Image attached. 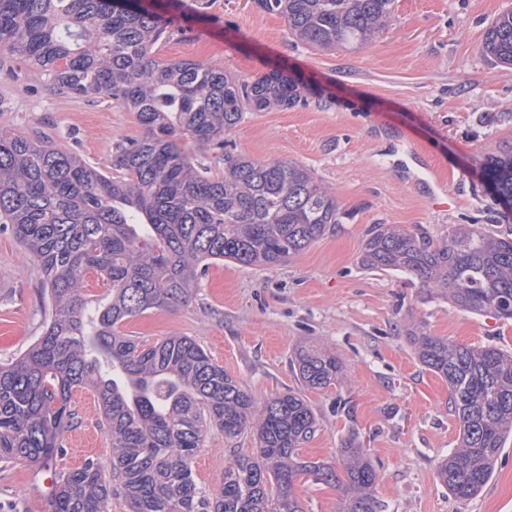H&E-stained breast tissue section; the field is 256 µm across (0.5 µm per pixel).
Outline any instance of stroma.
Returning a JSON list of instances; mask_svg holds the SVG:
<instances>
[{
  "instance_id": "1",
  "label": "stroma",
  "mask_w": 512,
  "mask_h": 512,
  "mask_svg": "<svg viewBox=\"0 0 512 512\" xmlns=\"http://www.w3.org/2000/svg\"><path fill=\"white\" fill-rule=\"evenodd\" d=\"M510 8L512 0H396L376 43L319 52L255 0H184L182 20L155 51L161 60L210 61L242 80L277 64L302 81L303 102L247 113L226 138L250 159L305 166L333 193L342 218L333 233L276 268L210 265L189 304L147 311L121 331L148 345L193 338L256 403L302 394L319 421L303 460L343 472L339 449L355 436L375 466L383 512H512V439L478 497L457 500L437 481L459 426L447 382L418 361L407 340L417 329L512 352V321L460 311L408 275L359 261L378 224L436 240L459 224L512 230V211L481 179L485 157L512 142V67L480 51L491 21ZM0 128L47 134L106 174L116 144L144 134L134 113L108 99L56 93L47 76L19 63L0 69ZM441 192L451 199L445 210L432 206ZM47 316L37 264L0 233V359L26 352ZM305 342L340 359L339 383L321 390L300 384L290 359ZM72 407L78 424L52 460L60 473L111 454L94 393L76 389ZM253 446L251 435L228 441L211 432L193 464L199 483L220 488L233 452ZM45 478L27 462L0 466V512H52ZM295 493L305 512L338 510L336 483L305 474Z\"/></svg>"
}]
</instances>
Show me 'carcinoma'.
<instances>
[{"label": "carcinoma", "mask_w": 512, "mask_h": 512, "mask_svg": "<svg viewBox=\"0 0 512 512\" xmlns=\"http://www.w3.org/2000/svg\"><path fill=\"white\" fill-rule=\"evenodd\" d=\"M179 0H0V61L48 76L61 94L108 98L136 114L143 137L119 143L108 176L42 136L0 129V224L36 261L48 298L42 335L0 362V463L45 466L62 447L78 388L97 397L111 440L107 465L93 459L59 475L53 512H305L293 488L302 474L337 482L339 512H381L376 470L364 449L341 448L345 480L302 460L317 418L299 393L257 406L189 336L152 345L118 325L148 310L186 305L202 268L218 262L272 268L335 230V196L293 161H255L224 134L248 112L301 99L274 68L239 80L200 61L154 58L170 36ZM320 51L359 48L390 26L396 0H256ZM481 53L512 66V9L487 29ZM215 152L218 176L196 152ZM482 177L512 199V143L488 157ZM368 269L405 273L475 315L512 320V232L466 224L436 242L378 224L360 258ZM103 292L84 293L90 281ZM418 361L448 382L459 425L456 448L436 470L460 501L488 484L512 438V354L413 330ZM290 365L308 389L339 382V359L315 345ZM217 430L250 433L257 448L233 457L224 484L198 486L193 461Z\"/></svg>", "instance_id": "obj_1"}]
</instances>
